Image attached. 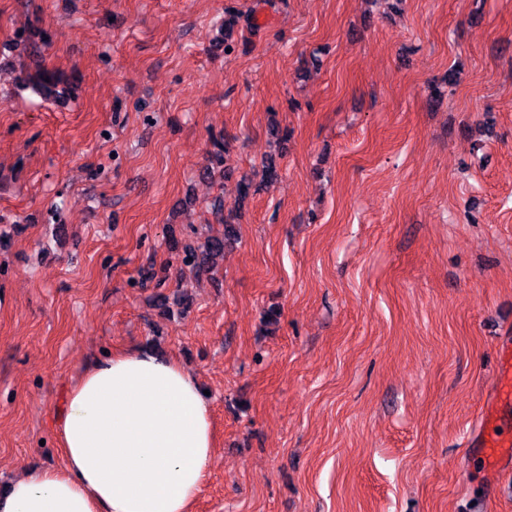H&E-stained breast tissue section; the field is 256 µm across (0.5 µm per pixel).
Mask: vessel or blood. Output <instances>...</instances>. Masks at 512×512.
<instances>
[{"label":"vessel or blood","instance_id":"obj_1","mask_svg":"<svg viewBox=\"0 0 512 512\" xmlns=\"http://www.w3.org/2000/svg\"><path fill=\"white\" fill-rule=\"evenodd\" d=\"M512 407V338L500 337L496 373L491 389L481 408L474 436L470 440L484 462L490 477H497L501 468L512 461V430H504L501 414Z\"/></svg>","mask_w":512,"mask_h":512}]
</instances>
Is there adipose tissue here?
I'll list each match as a JSON object with an SVG mask.
<instances>
[{
    "label": "adipose tissue",
    "mask_w": 512,
    "mask_h": 512,
    "mask_svg": "<svg viewBox=\"0 0 512 512\" xmlns=\"http://www.w3.org/2000/svg\"><path fill=\"white\" fill-rule=\"evenodd\" d=\"M65 466L30 470L0 512H192L215 451L196 378L154 349L118 352L69 389Z\"/></svg>",
    "instance_id": "obj_1"
}]
</instances>
